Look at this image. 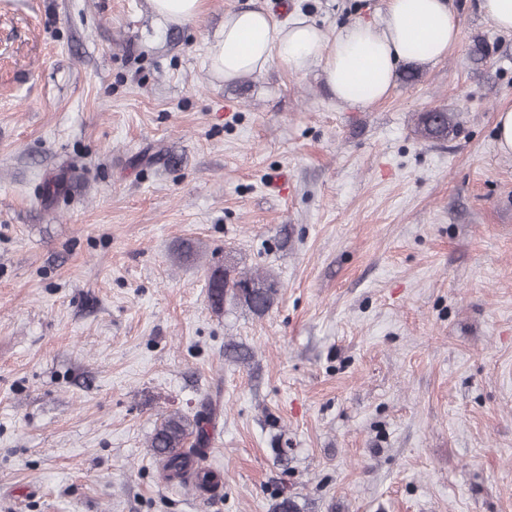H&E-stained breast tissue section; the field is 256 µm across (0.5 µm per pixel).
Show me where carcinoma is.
<instances>
[{"label": "carcinoma", "mask_w": 512, "mask_h": 512, "mask_svg": "<svg viewBox=\"0 0 512 512\" xmlns=\"http://www.w3.org/2000/svg\"><path fill=\"white\" fill-rule=\"evenodd\" d=\"M453 127L452 113L445 108H434L417 115L414 132L424 141H435L448 137ZM278 288L277 277L268 271H238L233 266L217 264L208 276V298L216 311L224 309L226 304H236L262 316L274 304ZM214 412L212 400L208 399L204 413L196 418L189 420L174 413L156 426L149 444L162 464L166 481L184 483L190 479L202 492H209L224 482V475L200 465L209 445L208 428Z\"/></svg>", "instance_id": "cac0c4a2"}]
</instances>
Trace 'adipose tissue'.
Returning <instances> with one entry per match:
<instances>
[{"label":"adipose tissue","mask_w":512,"mask_h":512,"mask_svg":"<svg viewBox=\"0 0 512 512\" xmlns=\"http://www.w3.org/2000/svg\"><path fill=\"white\" fill-rule=\"evenodd\" d=\"M459 39L448 0H387L381 24L357 21L332 36L307 20L281 25L252 9L225 14L209 62L228 82L275 59L296 72L318 65L338 102L370 105L388 95L401 63L439 60Z\"/></svg>","instance_id":"ef3b65f1"}]
</instances>
